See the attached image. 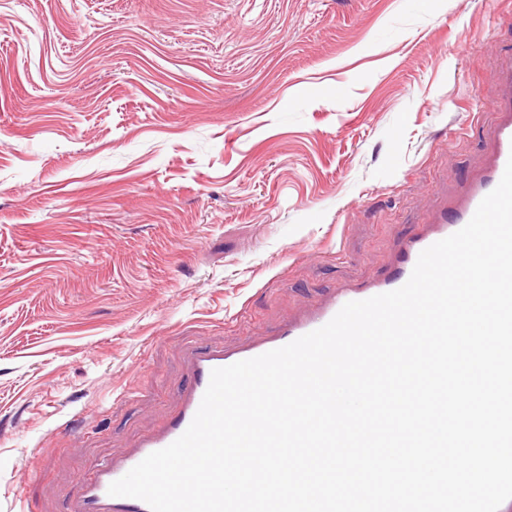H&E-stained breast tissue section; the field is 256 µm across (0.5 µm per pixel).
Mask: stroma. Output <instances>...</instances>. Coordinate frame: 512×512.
Returning <instances> with one entry per match:
<instances>
[{
	"mask_svg": "<svg viewBox=\"0 0 512 512\" xmlns=\"http://www.w3.org/2000/svg\"><path fill=\"white\" fill-rule=\"evenodd\" d=\"M511 57L512 0H0V512H70L187 345L394 270Z\"/></svg>",
	"mask_w": 512,
	"mask_h": 512,
	"instance_id": "stroma-1",
	"label": "stroma"
}]
</instances>
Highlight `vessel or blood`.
<instances>
[{"instance_id": "b4317fda", "label": "vessel or blood", "mask_w": 512, "mask_h": 512, "mask_svg": "<svg viewBox=\"0 0 512 512\" xmlns=\"http://www.w3.org/2000/svg\"><path fill=\"white\" fill-rule=\"evenodd\" d=\"M499 84L496 102L498 117L488 131L494 145L488 163L451 211L435 213L428 219L426 227L405 244L397 271L370 283L341 290L314 308L304 319L284 325L275 338L258 341L248 349L228 352L219 346L191 347L188 361L192 382L176 413L162 431L138 441L135 451L107 462L86 476L81 482L73 512H150L145 502L110 496L108 488L146 456L167 447L185 432L201 404L213 369L286 346L328 323L348 302L398 289L409 279L418 256L424 249L467 224L482 199L498 185L507 160L512 157V62L502 65Z\"/></svg>"}]
</instances>
